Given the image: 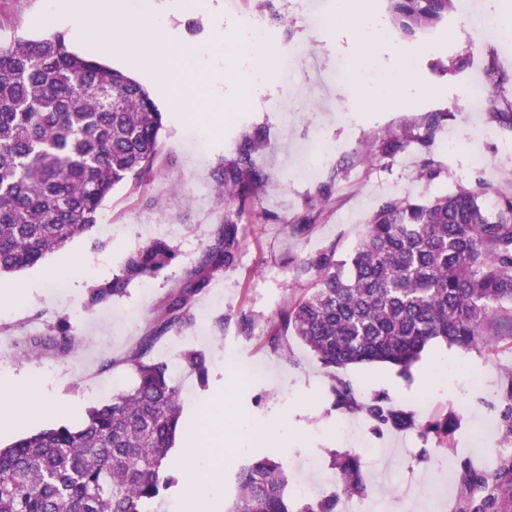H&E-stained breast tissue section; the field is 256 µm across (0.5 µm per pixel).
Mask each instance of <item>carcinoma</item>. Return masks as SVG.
<instances>
[{"label": "carcinoma", "instance_id": "obj_1", "mask_svg": "<svg viewBox=\"0 0 512 512\" xmlns=\"http://www.w3.org/2000/svg\"><path fill=\"white\" fill-rule=\"evenodd\" d=\"M387 2L396 30L412 36L447 18L453 0ZM502 84L491 70L485 111L512 132V98ZM447 117L427 113L421 133L379 139L365 160L391 161L412 143L428 148ZM162 128L163 113L141 83L69 51L63 32L0 44V275L34 267L92 229L115 185L149 174ZM261 143L258 133L243 138L224 165V225L126 357L134 385L88 410L79 425L51 426L0 448V512H143L175 483L168 454L181 393L169 365L150 350L158 337L193 322L190 298L207 286L211 271L235 265L238 225L249 219L252 191L266 179L255 158ZM173 258L167 242L153 241L128 257L122 276L92 288L89 303L108 300ZM297 273H311L314 281L270 322L267 343L275 352L291 336L334 373L372 363L407 373L434 341L463 351L488 345L505 330L512 335V191L480 180L426 202L388 198L350 253L342 256L332 244L303 259ZM75 341L68 325L46 338L61 353ZM179 359L206 383L205 351L186 349ZM331 391L340 411L394 429L418 425L413 412L381 397L358 399L340 378ZM457 425L449 416L427 429L446 440ZM335 463L340 492L300 502L273 453L256 452L235 474L238 493L229 512H336L338 495L360 496L364 484L357 456ZM461 483L458 512H512V451L499 453L487 470L462 462Z\"/></svg>", "mask_w": 512, "mask_h": 512}]
</instances>
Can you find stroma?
Returning a JSON list of instances; mask_svg holds the SVG:
<instances>
[{"label":"stroma","mask_w":512,"mask_h":512,"mask_svg":"<svg viewBox=\"0 0 512 512\" xmlns=\"http://www.w3.org/2000/svg\"><path fill=\"white\" fill-rule=\"evenodd\" d=\"M141 16L111 66L138 79L164 115L158 154L150 176L115 187L100 209V224L73 238L40 265L0 277V291L17 290L13 303L0 305V385H38L46 397L79 401L69 419L80 424L89 407L108 402L114 389L133 385L126 356L156 324L157 315L179 292L187 272L214 241L224 222L226 203L215 191V175L235 157L243 136L261 133L264 146L256 161L267 179L254 192L252 219L239 225V259L233 268L213 271L209 284L190 300L192 324L157 338L153 357L177 361L187 348L209 355L206 384L194 375L182 380V436L185 443L202 439L216 404H226L227 437L223 458V491L204 496L207 512H228L236 498L234 475L246 462V449L267 448L282 462L293 490L313 485L324 497L337 489L334 454L359 455L366 490L354 498L357 512H369L376 501H397L402 512H455L459 504V471L465 460L490 465L503 449L498 426L508 405L504 387L512 375V336L459 353L436 343L422 354L410 373L386 364L341 371L358 398L385 396L389 406L414 412L418 428L374 430L369 417L338 411L331 395L332 376L297 341L287 354L266 344L270 321L289 299L301 297L310 277L296 274L298 264L330 244L351 249L364 234L371 212L386 198L406 196L427 201L476 180L512 190V132L469 109L467 88L484 82L489 62L512 74V0H470L471 18L448 17L436 28L407 38L385 26L374 41V66L394 73L389 109L371 108L353 97L349 81L334 77L337 60L353 62L360 50L358 16H387L386 0H356V18L315 23L312 9L320 0H148ZM44 0H0V41L40 38L51 26ZM263 16L269 31L263 56L244 42L236 15ZM493 13L501 32L483 38L474 20ZM166 23L164 46L173 55L191 51L187 68L175 69L168 84L157 83L146 59L153 47V22ZM293 42L309 44L323 66L324 88H317L308 59H299L288 80L272 77L255 85L242 80L245 69L272 70L283 49ZM408 52L401 66L396 47ZM463 67H455L459 55ZM193 82L211 104L197 114L171 103L183 82ZM430 112L447 118L429 149L409 146L392 163L365 162L366 144L403 130H418ZM339 143L334 160L315 178L304 177L310 163L304 154L314 137ZM481 150L489 165L468 170V157ZM438 161L436 178L420 176L425 156ZM323 211L311 231L293 235L313 205ZM111 223L105 235L102 223ZM174 227L161 236L158 227ZM165 238L174 260L159 273L132 281L106 302L90 305L89 290L120 275L127 257L158 238ZM64 289H56L58 280ZM245 311L254 320L250 334L226 323V315ZM67 320L79 338L63 354L40 345ZM257 365L259 381H244L240 368ZM455 414L459 424L448 450L438 447L425 424ZM354 428L342 438L337 422Z\"/></svg>","instance_id":"obj_1"}]
</instances>
